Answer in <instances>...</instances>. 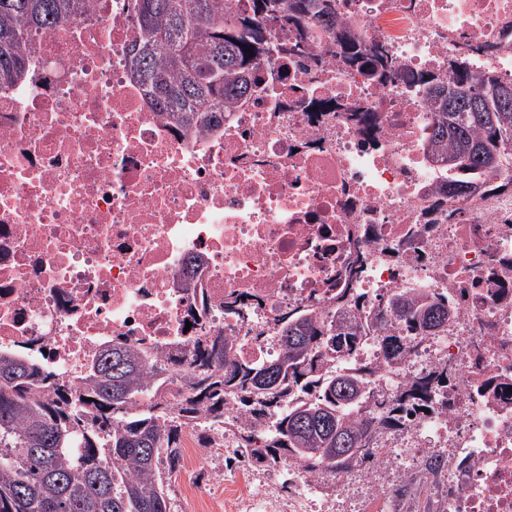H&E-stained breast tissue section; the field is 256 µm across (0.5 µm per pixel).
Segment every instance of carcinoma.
I'll return each instance as SVG.
<instances>
[{"label":"carcinoma","mask_w":512,"mask_h":512,"mask_svg":"<svg viewBox=\"0 0 512 512\" xmlns=\"http://www.w3.org/2000/svg\"><path fill=\"white\" fill-rule=\"evenodd\" d=\"M84 0H0V86L25 75L35 35L77 14ZM260 15L284 18L310 38L309 21L335 27L329 0H254ZM142 32L130 72L148 87L152 106L178 112L189 125L207 126L224 104L247 95L253 66L269 52L257 23L224 14V0H136ZM436 112L431 141L448 160V193L486 187V176L512 163V107L497 91L512 83L492 71L475 75L452 66L434 81ZM388 307L403 329L431 335L453 315L448 298L433 293L393 294ZM361 317L342 313L324 325L309 314L288 319L276 361L247 368L233 359L224 336L197 340L186 393L178 412L161 402L163 380L148 381L151 360L129 346L101 349L72 386L24 361L0 356V512H171L169 476L182 466L180 448L194 421L224 425L232 403L263 418L286 404L268 431L240 436L239 447L268 464L298 463L309 472L358 465L373 453V425L364 411L367 371L341 373L336 359L364 336ZM386 362L405 352L403 336L384 339ZM152 402L132 411L136 398ZM356 443L337 455L336 438Z\"/></svg>","instance_id":"cac0c4a2"}]
</instances>
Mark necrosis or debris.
<instances>
[{
    "instance_id": "1",
    "label": "necrosis or debris",
    "mask_w": 512,
    "mask_h": 512,
    "mask_svg": "<svg viewBox=\"0 0 512 512\" xmlns=\"http://www.w3.org/2000/svg\"><path fill=\"white\" fill-rule=\"evenodd\" d=\"M133 4L86 0L0 90V354L76 385L103 347L147 350L174 413L198 337H229L237 362L269 363L297 311L326 324L405 288L437 292L455 307L443 332L408 337L389 364L382 341L397 322L378 318L336 361L370 372L372 409L398 411L365 463L232 476L263 488L251 507L342 512L356 487L381 502L407 461L428 488L435 457L440 512H512V174L448 195L422 82L447 79L459 57L512 79V0H331L335 28L297 53L295 26L224 0L257 18L272 51L251 95L206 130L157 113L132 79ZM341 32L384 48L391 70L345 62ZM424 382L429 398L411 397ZM264 430L235 406L211 445L187 434L176 480L207 497L226 476L200 464Z\"/></svg>"
}]
</instances>
